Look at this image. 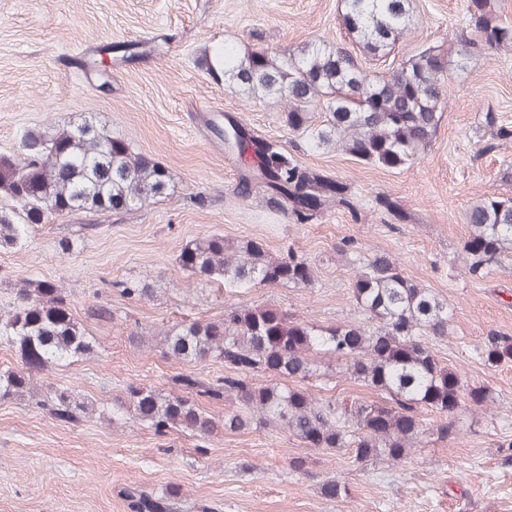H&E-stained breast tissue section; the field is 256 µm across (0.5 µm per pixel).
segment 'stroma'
Wrapping results in <instances>:
<instances>
[{"mask_svg": "<svg viewBox=\"0 0 512 512\" xmlns=\"http://www.w3.org/2000/svg\"><path fill=\"white\" fill-rule=\"evenodd\" d=\"M468 0H416L412 30L372 73L437 45L469 38ZM325 40L352 48L341 0H0V155L25 130L66 127L93 118L170 176L166 195L138 209L74 212L37 225L21 249L0 251V304L25 279L63 288L92 354L50 372L95 408L126 385L173 390L190 370L207 378L225 367L169 357L160 341L176 324L219 321L233 306L274 305L301 320L330 325L360 320L354 268L344 241L386 254L405 275L442 295L453 312L449 334L430 339L439 360L463 381L484 386L489 409L458 410L457 440L424 443L404 462L356 461L349 450L306 447L278 428L224 430V403L205 408L217 426L208 437L155 435L133 418L112 425L98 414L75 423L17 398L0 402V512H130L125 492L168 496L171 512H512V362L491 367L478 356L484 338L512 337V272L469 274L464 244L468 207L482 193L512 197V136L492 139L482 125L494 113L512 132V51L473 46L466 67L448 77L441 124L411 168L391 170L342 150H312L289 135L281 103H247L215 77L217 46L293 53ZM111 57L101 75L102 57ZM239 122L260 142L277 144L305 167L340 180L356 210L327 207L294 223L271 192L241 188L255 155L239 156L213 133L211 120ZM223 235L254 240L272 255L294 252L314 270L313 287L256 285L234 290L191 276L179 263L185 244ZM71 243L69 253L58 247ZM115 280L149 284V298L126 296ZM105 306L111 318L92 315ZM322 398L369 401L373 393L342 373L307 380ZM307 460L306 472L291 458ZM349 489L331 499L325 483Z\"/></svg>", "mask_w": 512, "mask_h": 512, "instance_id": "obj_1", "label": "stroma"}]
</instances>
